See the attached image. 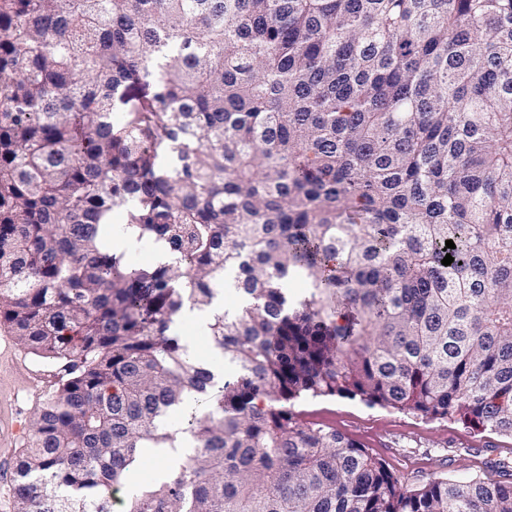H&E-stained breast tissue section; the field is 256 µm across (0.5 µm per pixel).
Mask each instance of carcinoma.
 Returning a JSON list of instances; mask_svg holds the SVG:
<instances>
[{"instance_id":"cac0c4a2","label":"carcinoma","mask_w":512,"mask_h":512,"mask_svg":"<svg viewBox=\"0 0 512 512\" xmlns=\"http://www.w3.org/2000/svg\"><path fill=\"white\" fill-rule=\"evenodd\" d=\"M226 289L227 376L176 331ZM0 324L64 370L15 512L180 435L125 512H512L504 460L410 487L297 411L512 436V0H0Z\"/></svg>"}]
</instances>
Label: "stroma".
<instances>
[{
    "label": "stroma",
    "instance_id": "stroma-1",
    "mask_svg": "<svg viewBox=\"0 0 512 512\" xmlns=\"http://www.w3.org/2000/svg\"><path fill=\"white\" fill-rule=\"evenodd\" d=\"M56 364L24 350L0 328V413L15 415L21 431L10 447H0V512H12L10 484L16 459L29 441L30 421L58 380ZM304 421L336 427L371 452L400 449L413 459L436 460V474L464 479L475 475L474 448L488 459L512 462V437L477 434L454 422L428 421L411 414L369 407L359 400L322 399L305 403Z\"/></svg>",
    "mask_w": 512,
    "mask_h": 512
}]
</instances>
